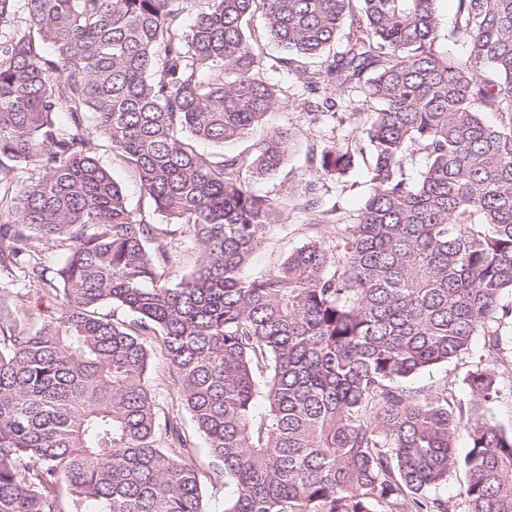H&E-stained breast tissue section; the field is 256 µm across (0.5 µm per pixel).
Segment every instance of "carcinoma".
I'll return each instance as SVG.
<instances>
[{"instance_id":"cac0c4a2","label":"carcinoma","mask_w":512,"mask_h":512,"mask_svg":"<svg viewBox=\"0 0 512 512\" xmlns=\"http://www.w3.org/2000/svg\"><path fill=\"white\" fill-rule=\"evenodd\" d=\"M201 2L187 26V0H0V512H204L194 440L159 419L147 382L155 349L235 486L225 512H448L427 491L458 470L464 512H512V432L487 416L512 316V0H456L460 61L438 48L436 0ZM276 69L322 116L337 92L362 97L367 145L308 163L340 179L367 149L372 188L338 248L311 241L249 278L283 215L251 181L281 170L289 129L251 154L194 142L263 125L285 95ZM96 137L166 223L130 208ZM411 149L428 160L417 179ZM28 163L38 177L13 188ZM314 187L286 193L313 223L340 222ZM179 227L198 259L171 283ZM43 242L67 250L53 280ZM19 273L56 316L34 322L11 298ZM478 337L467 403L403 385Z\"/></svg>"}]
</instances>
